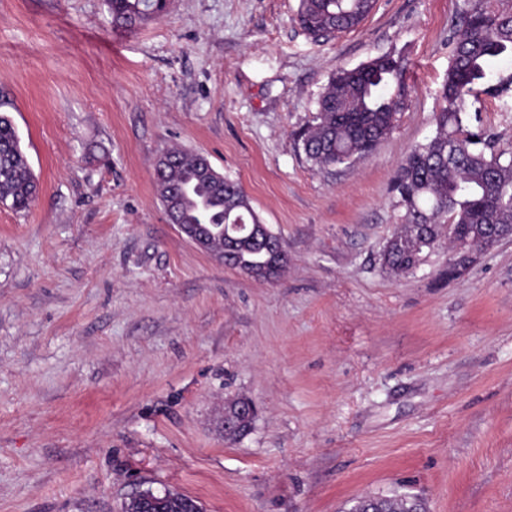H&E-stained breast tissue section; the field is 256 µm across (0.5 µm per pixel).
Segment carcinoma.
Wrapping results in <instances>:
<instances>
[{"label": "carcinoma", "mask_w": 512, "mask_h": 512, "mask_svg": "<svg viewBox=\"0 0 512 512\" xmlns=\"http://www.w3.org/2000/svg\"><path fill=\"white\" fill-rule=\"evenodd\" d=\"M500 0H470L452 39L451 64L442 85L435 133L416 146L398 166L392 189L404 213L381 253L382 265L395 276L414 272L425 254L439 246L447 224L469 238L472 251L487 246V229L512 225V149H501L494 137H467L465 106L471 97L493 94L512 83L494 62L512 60V11ZM360 0H299L301 28L309 35L334 36L351 29L350 14ZM112 27L128 32L159 17L169 0H107ZM403 64L389 55L375 57L355 69L340 68L316 101L312 125L299 135L313 167L327 169L367 157L393 127L395 100L403 95ZM156 191L162 205H174L176 223L204 234L224 226L204 251L224 265L263 280L282 277L288 252L281 237H253L235 228L260 219L240 184L224 179V190L210 182L217 172L202 155L173 148L155 164ZM39 193L12 118L0 113V207L29 209ZM247 398L224 402L222 420L236 423ZM410 496H378L383 512H403ZM161 512H203L198 501L170 494Z\"/></svg>", "instance_id": "cac0c4a2"}]
</instances>
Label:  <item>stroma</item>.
<instances>
[{
    "label": "stroma",
    "instance_id": "obj_1",
    "mask_svg": "<svg viewBox=\"0 0 512 512\" xmlns=\"http://www.w3.org/2000/svg\"><path fill=\"white\" fill-rule=\"evenodd\" d=\"M298 0H170L138 31L104 0H0V112L41 189L0 208V512H122L171 489L204 512H512V242L449 279L440 245L393 278L391 180L435 132L468 0H377L313 40ZM401 57L403 111L325 170L299 133L337 69ZM512 144V89L469 106ZM239 182L288 246L262 281L169 222L174 147ZM251 431L226 441L227 399ZM250 399L248 397H236L233 399H229L224 402V415L222 416L221 424L223 426L224 421L231 423L242 424L243 427H249L247 424H243L244 420L238 422L240 414L239 407L240 405L246 404L247 400ZM257 412L256 406L253 402L248 401L245 410H242L241 413L245 416L246 421L251 420Z\"/></svg>",
    "mask_w": 512,
    "mask_h": 512
}]
</instances>
